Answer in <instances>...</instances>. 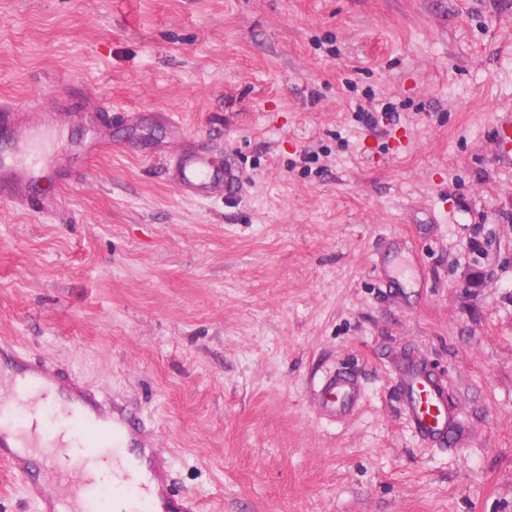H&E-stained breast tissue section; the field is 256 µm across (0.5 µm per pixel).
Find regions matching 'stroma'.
<instances>
[{
    "label": "stroma",
    "mask_w": 512,
    "mask_h": 512,
    "mask_svg": "<svg viewBox=\"0 0 512 512\" xmlns=\"http://www.w3.org/2000/svg\"><path fill=\"white\" fill-rule=\"evenodd\" d=\"M22 105L42 162L0 178V339L128 405L165 493L512 512V0H0ZM410 358L451 445L403 414ZM337 370L361 389L335 420ZM401 383L404 412L416 432L426 441L448 443L454 411L443 382L431 369L415 364L404 371Z\"/></svg>",
    "instance_id": "1"
}]
</instances>
